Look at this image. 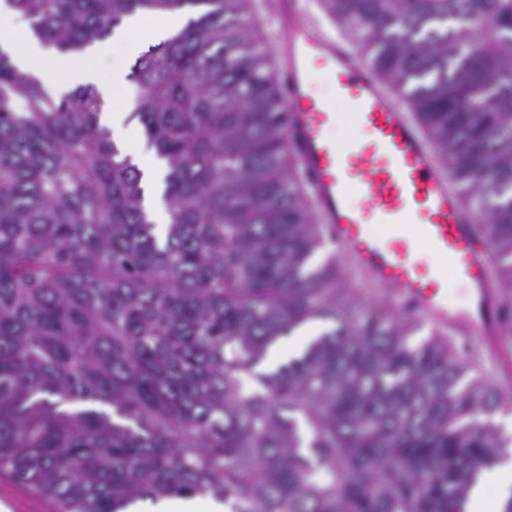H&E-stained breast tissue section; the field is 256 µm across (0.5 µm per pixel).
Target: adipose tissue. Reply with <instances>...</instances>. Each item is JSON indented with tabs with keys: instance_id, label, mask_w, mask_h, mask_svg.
<instances>
[{
	"instance_id": "1",
	"label": "adipose tissue",
	"mask_w": 512,
	"mask_h": 512,
	"mask_svg": "<svg viewBox=\"0 0 512 512\" xmlns=\"http://www.w3.org/2000/svg\"><path fill=\"white\" fill-rule=\"evenodd\" d=\"M139 28V23L135 22L127 26L116 40L94 43L78 54H61L33 39L19 13L0 0V48L11 53L20 69L34 73L61 92L96 83V75L89 69L88 62L108 58L114 47H121L127 58L137 57L147 41L140 38Z\"/></svg>"
}]
</instances>
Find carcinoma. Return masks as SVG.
<instances>
[{
  "mask_svg": "<svg viewBox=\"0 0 512 512\" xmlns=\"http://www.w3.org/2000/svg\"><path fill=\"white\" fill-rule=\"evenodd\" d=\"M251 0H5L78 52L192 10L135 59L164 236L90 87L0 51V472L54 512L210 497L230 512H466L512 437L445 337L363 307L296 184ZM475 202L512 294V0H322ZM331 327L274 370L283 336Z\"/></svg>",
  "mask_w": 512,
  "mask_h": 512,
  "instance_id": "cac0c4a2",
  "label": "carcinoma"
}]
</instances>
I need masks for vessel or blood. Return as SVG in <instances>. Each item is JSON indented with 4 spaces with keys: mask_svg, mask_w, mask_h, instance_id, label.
Segmentation results:
<instances>
[{
    "mask_svg": "<svg viewBox=\"0 0 512 512\" xmlns=\"http://www.w3.org/2000/svg\"><path fill=\"white\" fill-rule=\"evenodd\" d=\"M284 30L272 75L287 120L290 156L300 164L318 224L351 277L385 290L434 332L454 330L482 362L506 352L502 293L492 281L489 246L475 229L474 204L449 185L437 150L377 78L353 35H330L309 14L307 0H280ZM328 80L331 96L314 90ZM351 134H329L340 111ZM434 263H426L422 251ZM468 301L448 305V281Z\"/></svg>",
    "mask_w": 512,
    "mask_h": 512,
    "instance_id": "1",
    "label": "vessel or blood"
}]
</instances>
